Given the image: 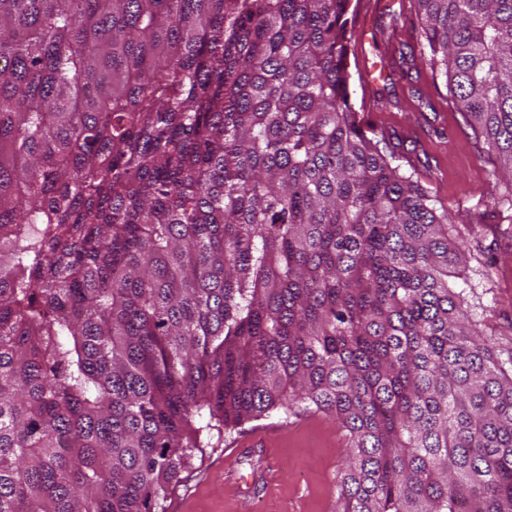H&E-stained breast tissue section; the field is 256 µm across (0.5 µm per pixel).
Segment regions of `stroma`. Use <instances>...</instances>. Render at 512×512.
<instances>
[{
  "instance_id": "stroma-1",
  "label": "stroma",
  "mask_w": 512,
  "mask_h": 512,
  "mask_svg": "<svg viewBox=\"0 0 512 512\" xmlns=\"http://www.w3.org/2000/svg\"><path fill=\"white\" fill-rule=\"evenodd\" d=\"M353 35L352 102L364 125L384 137L439 204L457 214L451 234L466 258L448 282L469 289V317L495 357H512V177L483 138L456 112L444 76L433 75L430 51L409 0H359ZM379 63L383 80L366 70ZM421 90L428 106L409 92ZM268 431L262 445L250 434ZM182 481L161 512H327L345 466V440L325 415H274L203 436Z\"/></svg>"
}]
</instances>
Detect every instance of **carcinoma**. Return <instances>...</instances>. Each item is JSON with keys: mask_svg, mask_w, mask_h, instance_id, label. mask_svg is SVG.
Here are the masks:
<instances>
[{"mask_svg": "<svg viewBox=\"0 0 512 512\" xmlns=\"http://www.w3.org/2000/svg\"><path fill=\"white\" fill-rule=\"evenodd\" d=\"M512 173V0H410ZM352 0H0V512H156L204 433L325 413L339 512H512V358L363 128Z\"/></svg>", "mask_w": 512, "mask_h": 512, "instance_id": "obj_1", "label": "carcinoma"}]
</instances>
